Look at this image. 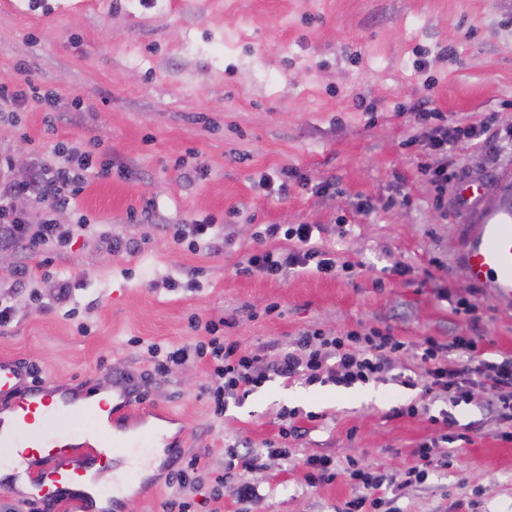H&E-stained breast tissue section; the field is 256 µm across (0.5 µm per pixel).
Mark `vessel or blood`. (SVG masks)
<instances>
[{"instance_id":"b4317fda","label":"vessel or blood","mask_w":512,"mask_h":512,"mask_svg":"<svg viewBox=\"0 0 512 512\" xmlns=\"http://www.w3.org/2000/svg\"><path fill=\"white\" fill-rule=\"evenodd\" d=\"M455 209L464 217L458 234L457 262L470 283L483 289L499 307L512 310V182L502 181L495 197H487L476 180L458 182ZM16 396L20 414L11 431L0 430V450L7 464L24 470L37 488L33 501L40 512H59L72 496L70 484L84 476L93 465L106 462L111 451L141 458L156 450L175 457L176 450L156 430L125 435L112 441L99 426L102 413L139 410L141 403L132 388L117 391L118 401L90 400L78 390L34 383L25 365L0 358V398ZM84 415L87 423L67 431L55 429V421ZM44 449L39 469H31L29 452Z\"/></svg>"}]
</instances>
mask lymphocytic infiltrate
<instances>
[{
  "instance_id": "obj_1",
  "label": "lymphocytic infiltrate",
  "mask_w": 512,
  "mask_h": 512,
  "mask_svg": "<svg viewBox=\"0 0 512 512\" xmlns=\"http://www.w3.org/2000/svg\"><path fill=\"white\" fill-rule=\"evenodd\" d=\"M504 138L512 139V132L491 131L486 123L447 124L432 129L431 156L418 162L417 171L436 186L437 207L448 205L452 179L449 151L468 144L490 149ZM97 147V142L90 141L54 150L52 156L35 160L29 179L22 182L11 176L10 157L0 155V250L46 251L68 240L69 229L58 224L54 214L68 208L84 191ZM23 195L42 204L38 220H30L16 208L15 198ZM322 231L319 224L259 225L254 239L265 249L248 256L242 273L285 277L299 271L328 275L339 268L354 270V262L340 260L336 252L313 244V237ZM204 330L208 341L168 350L158 368L166 372L192 358L205 360L209 368L205 390L218 417L223 416L229 403H242L274 377L301 380L310 386L349 388L392 376L402 385L421 386V402L395 408L391 416L412 419L428 415L433 426L431 435L413 448L412 465L397 473L373 471L348 459L349 483L356 494L346 502L345 512H381L388 502V489L424 483L436 468L447 467L443 447L466 438L453 410L472 404L476 392L487 396L496 438L512 442V357L488 359L481 337L425 336L411 344L389 326L362 324L335 336L308 329L287 347L278 349L274 357L263 359L244 351L239 343L225 342L215 322H206ZM407 352L420 363L419 377L397 370L401 356ZM198 468L199 459L194 456L171 470L168 481L177 486L179 494L164 503L163 512H197V503L188 492L194 487Z\"/></svg>"
}]
</instances>
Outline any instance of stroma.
Wrapping results in <instances>:
<instances>
[{"label":"stroma","mask_w":512,"mask_h":512,"mask_svg":"<svg viewBox=\"0 0 512 512\" xmlns=\"http://www.w3.org/2000/svg\"><path fill=\"white\" fill-rule=\"evenodd\" d=\"M0 73L59 95L54 111L30 103L0 121L1 153L29 160L95 140L114 160L76 208L56 212L70 243L13 251L0 264V293L15 307L0 327V357L92 391L121 377L144 383L148 400L174 413L181 457H200L202 497L235 439L259 448L277 440L282 409L319 414L289 441L288 458H263L247 473L260 502L228 491L221 512H342L352 495L347 458L398 472L432 426L423 416L388 419L421 394L391 381L343 388L276 378L216 418L201 363L161 374L147 350L205 339L190 316L223 320L225 339L260 356L306 329L361 323L391 326L410 342L467 332L490 341V355H512V312L484 298L480 323L470 324L425 281L436 257L449 291L469 293L455 262L461 219L436 210L434 188L416 170L429 151L424 129L409 120L427 98L448 122L476 126L492 115L497 129L512 125V0H103L47 21L0 9ZM77 96L85 111L72 110ZM448 166L497 182L512 169V143L449 153ZM284 167L287 194L260 186L262 173ZM204 217L221 226L212 249L194 253L174 240L175 225ZM344 222L355 226L347 239L336 235ZM260 224L324 225V244L364 268L237 274ZM116 237L141 248L114 250ZM396 261L413 267L411 280L376 286ZM19 264L29 269L20 285ZM59 279L70 284L63 304ZM271 304L279 310L269 315ZM455 415L474 424L470 442L453 444L450 466L398 492L393 507L512 512V443L494 437L482 406ZM310 455L330 456L336 479L306 484ZM169 471L162 462L137 475L143 492L105 512H162L174 493Z\"/></svg>","instance_id":"obj_1"}]
</instances>
